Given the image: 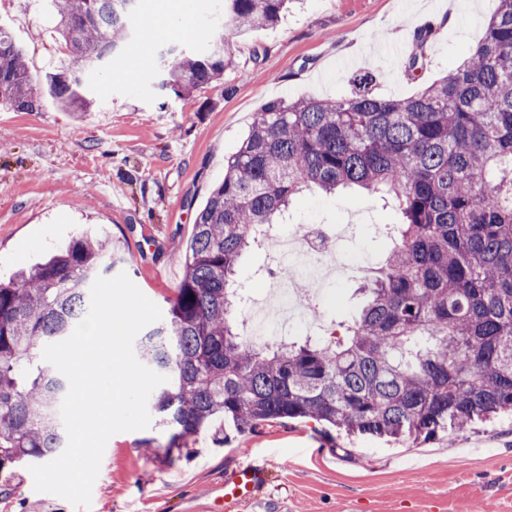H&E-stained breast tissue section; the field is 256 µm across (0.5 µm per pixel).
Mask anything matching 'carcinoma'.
<instances>
[{"instance_id":"cac0c4a2","label":"carcinoma","mask_w":512,"mask_h":512,"mask_svg":"<svg viewBox=\"0 0 512 512\" xmlns=\"http://www.w3.org/2000/svg\"><path fill=\"white\" fill-rule=\"evenodd\" d=\"M76 69L50 76L59 106L88 105L78 70L118 52L135 0H47ZM285 0H224L240 37L275 25ZM222 45L182 54L166 86L184 97L224 77ZM373 76L341 99L267 102L224 180L198 212L166 318L140 337L169 381L154 398L168 452L222 414L242 429L309 419L348 435L426 439L512 413V0H500L463 66L408 97ZM0 100L33 112L24 56L0 29ZM362 189L393 199L400 221L366 301L330 341L254 347L237 332L236 266L305 190ZM109 238L85 232L47 262L0 282V472L64 447L67 379L40 358L88 312L112 267Z\"/></svg>"}]
</instances>
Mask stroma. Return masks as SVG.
Masks as SVG:
<instances>
[{
    "label": "stroma",
    "mask_w": 512,
    "mask_h": 512,
    "mask_svg": "<svg viewBox=\"0 0 512 512\" xmlns=\"http://www.w3.org/2000/svg\"><path fill=\"white\" fill-rule=\"evenodd\" d=\"M499 0H290L279 25L245 38L217 29L224 0H138L125 46L81 71L90 105L57 106L45 76L63 57L56 18L45 0H0V28L25 53L41 99L35 112L0 104V279L42 262L82 230H106L117 250L112 274L126 273L160 310L183 278L197 212L224 178V160L255 112L273 99L344 98L353 79L372 74L379 96L407 97L445 76L484 34ZM178 7L182 25L164 22ZM436 34L425 66L407 75L409 36ZM230 45L236 64L223 81L186 97L164 81L176 57ZM391 202L362 192L296 196L279 229L333 224L345 252L366 263L343 280L307 288L300 298L322 336L349 321L363 302L365 277L385 259L395 223ZM271 247L242 255L237 281L264 299L282 271ZM169 431L112 436L89 508L35 491L28 467L0 475V512H190L206 507L227 472L257 461L268 481L240 512H512V415L461 432L413 442L327 434L311 422H272L239 430L223 416L182 442L169 459Z\"/></svg>",
    "instance_id": "35a3bbf8"
}]
</instances>
